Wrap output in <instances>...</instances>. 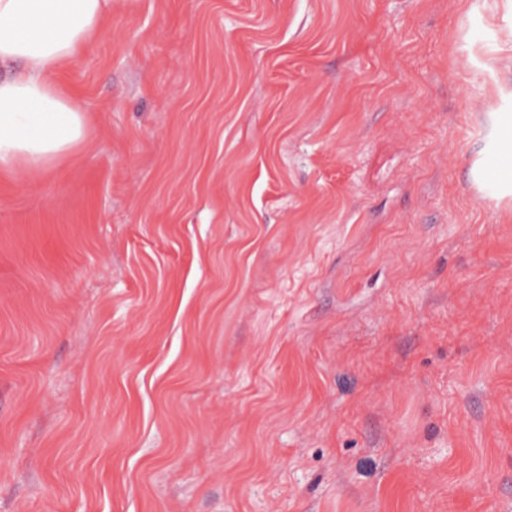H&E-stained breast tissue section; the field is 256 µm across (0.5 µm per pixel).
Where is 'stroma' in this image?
<instances>
[{
    "label": "stroma",
    "mask_w": 512,
    "mask_h": 512,
    "mask_svg": "<svg viewBox=\"0 0 512 512\" xmlns=\"http://www.w3.org/2000/svg\"><path fill=\"white\" fill-rule=\"evenodd\" d=\"M501 0H112L88 136L0 173V512H512ZM483 126V146L476 153L472 166V176L479 190L484 188L483 168L487 154L496 152L512 156V112H502L501 108H490L479 113Z\"/></svg>",
    "instance_id": "1"
}]
</instances>
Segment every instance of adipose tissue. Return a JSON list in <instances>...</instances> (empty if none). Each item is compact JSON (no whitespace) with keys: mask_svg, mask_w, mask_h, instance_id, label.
I'll list each match as a JSON object with an SVG mask.
<instances>
[{"mask_svg":"<svg viewBox=\"0 0 512 512\" xmlns=\"http://www.w3.org/2000/svg\"><path fill=\"white\" fill-rule=\"evenodd\" d=\"M112 13V0H0V170L48 172L86 137V107L57 80ZM487 154L512 156V112H482Z\"/></svg>","mask_w":512,"mask_h":512,"instance_id":"1","label":"adipose tissue"}]
</instances>
